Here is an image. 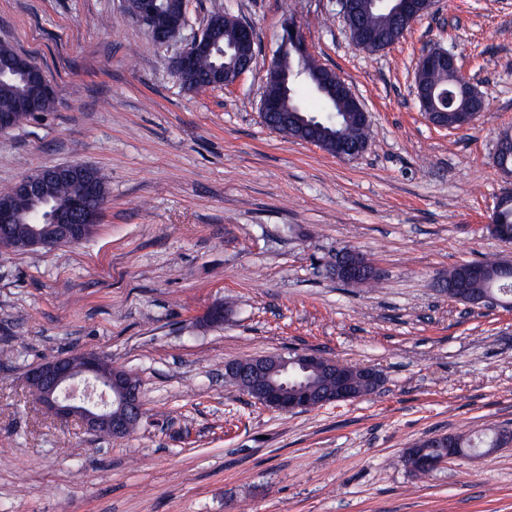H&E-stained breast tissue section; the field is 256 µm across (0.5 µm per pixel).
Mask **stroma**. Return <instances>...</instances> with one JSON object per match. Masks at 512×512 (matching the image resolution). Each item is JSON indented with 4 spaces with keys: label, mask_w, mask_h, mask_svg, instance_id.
Instances as JSON below:
<instances>
[{
    "label": "stroma",
    "mask_w": 512,
    "mask_h": 512,
    "mask_svg": "<svg viewBox=\"0 0 512 512\" xmlns=\"http://www.w3.org/2000/svg\"><path fill=\"white\" fill-rule=\"evenodd\" d=\"M437 9L370 53L339 0H187L165 46L124 0H0V43L56 91L0 134V190L82 163L108 194L89 239L0 253V512H512V446L424 477L402 460L421 439L512 428V309L438 286L454 267L512 260L486 228L512 188L493 163L512 127V0ZM217 10L253 27L256 64L230 89L187 91L171 61ZM290 15L372 114L357 159L261 117ZM433 43L486 99L468 128L432 126L412 93ZM345 248L380 268L376 284L330 275ZM218 303L223 323H206ZM310 350L375 368L379 390L282 413L224 378L231 360ZM70 351L139 379L134 432L97 437L33 403L26 371Z\"/></svg>",
    "instance_id": "stroma-1"
}]
</instances>
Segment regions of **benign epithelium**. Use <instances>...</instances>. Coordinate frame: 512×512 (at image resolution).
Wrapping results in <instances>:
<instances>
[{
	"label": "benign epithelium",
	"instance_id": "obj_1",
	"mask_svg": "<svg viewBox=\"0 0 512 512\" xmlns=\"http://www.w3.org/2000/svg\"><path fill=\"white\" fill-rule=\"evenodd\" d=\"M159 0H126L128 11L144 26H149L159 12ZM342 17L346 31L353 45L367 41L362 27L355 18L356 9L351 0H340ZM435 0H364V11L371 14L377 10L386 11L390 16L404 19L408 24L431 17L434 14ZM186 23V11L168 17V24L159 42L165 43L174 37ZM224 26L231 29L234 39L224 44L220 55L224 63L223 78H211L212 87H232L254 65L255 33L253 28L230 13L224 14ZM211 49L209 38L200 34L186 49L173 60L176 75H184L193 70L198 56ZM297 53L301 57L309 55L305 44L291 42L284 37L280 47L267 65L264 84L275 89V95H261L260 110L266 117L280 111V99L290 95L289 82L293 71L283 65L284 58ZM417 69L451 73L457 78L458 91L462 95L475 98L477 92L465 80L462 64L451 50L437 45L422 51ZM38 79L42 85L33 97L21 104L20 109L30 112L41 111V96L51 92L44 74ZM318 88L326 89L335 98L348 103L347 112L353 118L368 127L371 113L356 93L334 72L323 68L315 75ZM421 110L435 126L445 127L441 120L442 111L436 106L434 89L416 91ZM330 154L340 160H350L360 156L356 147L344 139L338 138L331 143ZM90 166L84 164L53 165L42 168V178L28 175L22 177L9 188V196L0 198V238L9 243L14 250L54 249L59 245L73 244L89 238L96 230L100 219V209L89 208L81 202H74L65 211L21 213L15 206L17 198L33 199L41 196L47 182L77 180L84 177ZM29 224L28 235L20 240L10 239L14 224ZM336 280L345 284H357L363 279L379 276L378 267L362 253L344 250L336 258L332 268ZM455 300L481 306H503L505 302L488 294L471 292L461 288ZM325 365L336 378V386L325 395L311 391L303 386L295 390L279 383H269L257 392L255 400L274 410L291 413L311 408V400L319 398L320 403L347 402L359 398L355 392L352 372L344 364L321 356L313 351L297 353L285 357L281 355L260 356L244 366L227 364L224 371L232 378L249 376L258 380L265 375H279L290 366H299L308 371L316 365ZM26 385L31 389L37 404L47 413L61 422L79 420L83 427L95 434L111 438H122L130 434L144 416L140 385L129 372L114 367L96 352L83 351L58 356L31 367L25 374ZM448 447L443 455L413 457L408 467L414 470H433L448 460L457 457L456 448L451 440H441Z\"/></svg>",
	"mask_w": 512,
	"mask_h": 512
}]
</instances>
